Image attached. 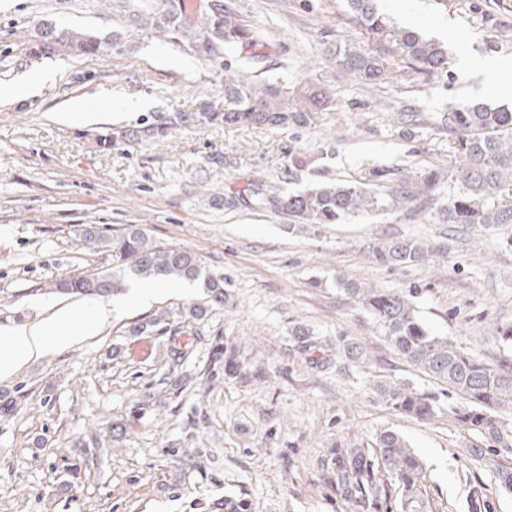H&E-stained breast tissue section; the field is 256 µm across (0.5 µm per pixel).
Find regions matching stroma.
<instances>
[{
  "mask_svg": "<svg viewBox=\"0 0 512 512\" xmlns=\"http://www.w3.org/2000/svg\"><path fill=\"white\" fill-rule=\"evenodd\" d=\"M124 0H0V326L22 325L57 307L94 299L49 294L42 286L108 269L112 257L82 226L112 232L138 224L165 245L202 255L223 273L228 301L183 325L204 292L162 293L120 307L94 336L48 351L0 379V512H349L322 477L336 445L374 447L380 432L401 434L428 473L433 512H463L481 486L493 512H512V495L468 449L488 440L439 414H396L375 395L381 381L409 383L447 401L444 386L398 356L343 280L414 292L432 332L487 363L504 349L496 328L512 325V227L450 231L431 212L392 214L299 233L278 212L225 209L230 191L260 177L284 192L341 179L391 184L394 168H445L454 141L437 115L449 104L512 107V66L493 77L460 66L464 54L511 60L498 36L495 0H377L403 26L447 41L448 79L365 86L341 69L337 43L362 40L345 0H224L268 42V64H287L289 87L306 83L327 102L312 127H210L101 149L98 132L193 112L224 99L226 70L252 78L237 56L219 65L171 39L133 26ZM47 15L112 46L85 57L32 56V23ZM44 75L25 102L9 92ZM87 105L80 123L66 119ZM418 113L412 126L394 112ZM307 166L288 176L289 154ZM442 245L430 264L387 267L366 247L388 236ZM167 314L170 327L134 336L130 328ZM329 344L358 343L362 358L311 363L295 327ZM225 360L212 363L215 343Z\"/></svg>",
  "mask_w": 512,
  "mask_h": 512,
  "instance_id": "1",
  "label": "stroma"
}]
</instances>
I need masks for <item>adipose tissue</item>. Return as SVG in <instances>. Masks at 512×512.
Listing matches in <instances>:
<instances>
[{
    "label": "adipose tissue",
    "instance_id": "ef3b65f1",
    "mask_svg": "<svg viewBox=\"0 0 512 512\" xmlns=\"http://www.w3.org/2000/svg\"><path fill=\"white\" fill-rule=\"evenodd\" d=\"M112 305L87 311L63 309L30 324L0 327V378L12 375L50 350L65 348L79 336L99 332L112 317Z\"/></svg>",
    "mask_w": 512,
    "mask_h": 512
}]
</instances>
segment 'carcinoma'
I'll list each match as a JSON object with an SVG mask.
<instances>
[{"label": "carcinoma", "instance_id": "obj_1", "mask_svg": "<svg viewBox=\"0 0 512 512\" xmlns=\"http://www.w3.org/2000/svg\"><path fill=\"white\" fill-rule=\"evenodd\" d=\"M150 5L132 9L131 20L161 36L188 47L205 60L222 63L228 49L247 50L258 43V31L244 27L224 6L190 16L184 0H149ZM353 25L363 29L368 42L336 46L339 66L365 85L398 78L409 81L448 76V46L424 34L396 25L378 11L376 0H345ZM32 53L72 57L95 55L112 45V37L61 26L49 16L34 21ZM325 102L323 93L304 87L288 93V69L259 82L241 76L224 78V101L207 103L196 112H174L150 124L114 128L100 135L103 146L143 137H164L182 128L216 126L307 128L315 122ZM440 125L456 135L455 165L447 172L428 169L414 172L397 169L394 184L366 186L322 181L295 193L251 179L246 187L224 196V206L239 204L253 211L286 212L298 228L343 224L359 217L392 213L414 214L433 210L440 224L483 230L512 226V200L498 202L512 187V109L483 102L450 104L440 114ZM458 188L445 194V182ZM84 238L105 247L112 267L91 274L76 273L45 285L53 293L105 298L127 288L129 282L166 283L171 280L200 282L205 302L189 307L187 317L201 320L224 306V275L207 269L202 256L181 246H164L150 240L145 229L128 224L114 235L94 226L84 228ZM440 254V248L415 237L392 236L368 246L372 261L387 266L422 264ZM380 327L394 350L420 372L447 387L459 401L448 404V416L468 431L491 438L512 453V443L499 431L498 410L512 406V358L505 355L495 364L457 346L446 336L433 334L412 296L399 290L374 288L354 282L341 283ZM379 400L393 411L420 419L441 412L436 396L408 383L383 382L375 389ZM472 459L494 471L502 490L512 493V466L494 448L472 447ZM425 467L420 457L396 432L379 434L374 448H333L323 466V477L349 505L350 512H380L389 499V487L397 488L395 512H432ZM467 512H491L481 487L470 492Z\"/></svg>", "mask_w": 512, "mask_h": 512}]
</instances>
